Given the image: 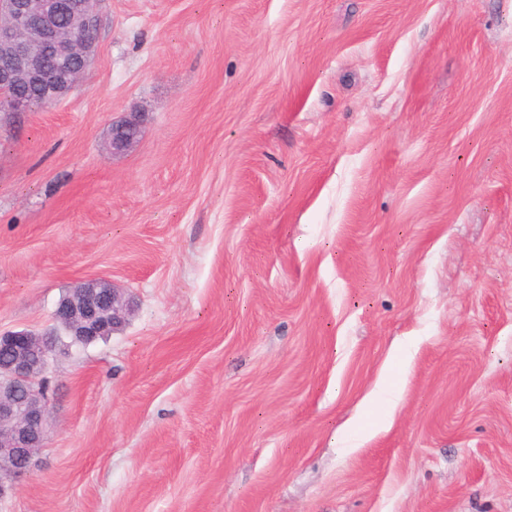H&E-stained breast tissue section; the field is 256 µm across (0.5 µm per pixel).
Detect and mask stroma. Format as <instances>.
Here are the masks:
<instances>
[{
  "instance_id": "stroma-1",
  "label": "stroma",
  "mask_w": 512,
  "mask_h": 512,
  "mask_svg": "<svg viewBox=\"0 0 512 512\" xmlns=\"http://www.w3.org/2000/svg\"><path fill=\"white\" fill-rule=\"evenodd\" d=\"M99 17L0 112V330L98 276L136 311L52 362L0 512H512V0ZM141 127V114L138 112H131L122 120L113 123L108 140V146L112 150V154L129 151L138 142Z\"/></svg>"
}]
</instances>
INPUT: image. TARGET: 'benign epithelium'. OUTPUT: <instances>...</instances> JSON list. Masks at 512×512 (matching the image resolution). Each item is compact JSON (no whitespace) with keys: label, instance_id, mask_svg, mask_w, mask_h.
<instances>
[{"label":"benign epithelium","instance_id":"7a95c632","mask_svg":"<svg viewBox=\"0 0 512 512\" xmlns=\"http://www.w3.org/2000/svg\"><path fill=\"white\" fill-rule=\"evenodd\" d=\"M100 0H0V109L34 111L29 92L41 107L67 97L83 77L99 30ZM141 114L132 112L112 124V153L129 151L139 140ZM134 298L104 278L74 285L54 311L55 327L0 333V498L30 474L44 447L50 395V360L64 353L59 337L71 346L106 339L135 312Z\"/></svg>","mask_w":512,"mask_h":512}]
</instances>
